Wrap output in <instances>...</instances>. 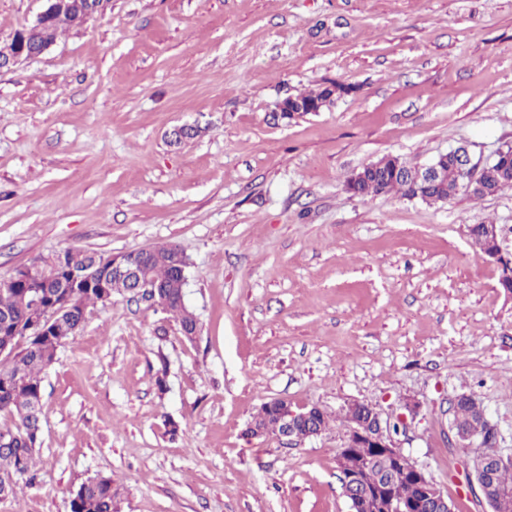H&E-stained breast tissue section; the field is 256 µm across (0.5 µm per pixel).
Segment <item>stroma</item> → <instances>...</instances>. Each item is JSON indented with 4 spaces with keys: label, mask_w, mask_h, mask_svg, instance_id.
<instances>
[{
    "label": "stroma",
    "mask_w": 512,
    "mask_h": 512,
    "mask_svg": "<svg viewBox=\"0 0 512 512\" xmlns=\"http://www.w3.org/2000/svg\"><path fill=\"white\" fill-rule=\"evenodd\" d=\"M42 8L0 0V41ZM331 81L351 93L273 120ZM179 125L200 134L170 144ZM507 145L512 0H109L1 69L0 277L174 243L199 331L120 296L88 308L44 376L38 478L0 512H70L96 476L118 512H349L345 405L392 424L410 399L397 446L455 512H489L449 400L474 395L512 456V296L468 235L498 225L512 256V189L441 205L346 180L387 154L463 146L481 166ZM275 398L332 422L244 436Z\"/></svg>",
    "instance_id": "35a3bbf8"
}]
</instances>
